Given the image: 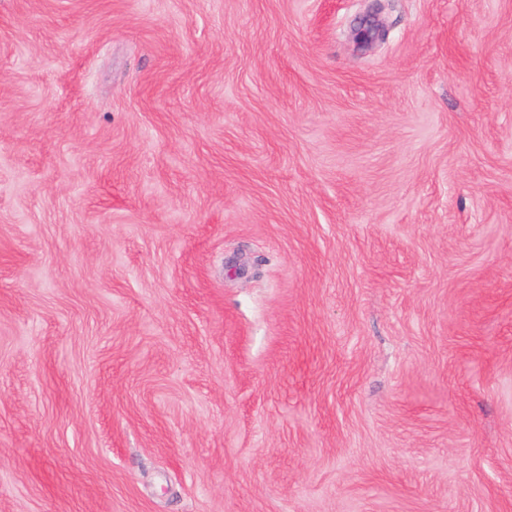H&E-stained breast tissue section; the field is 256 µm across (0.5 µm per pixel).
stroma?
<instances>
[{"mask_svg":"<svg viewBox=\"0 0 512 512\" xmlns=\"http://www.w3.org/2000/svg\"><path fill=\"white\" fill-rule=\"evenodd\" d=\"M0 512H512V0H0Z\"/></svg>","mask_w":512,"mask_h":512,"instance_id":"1","label":"stroma"}]
</instances>
